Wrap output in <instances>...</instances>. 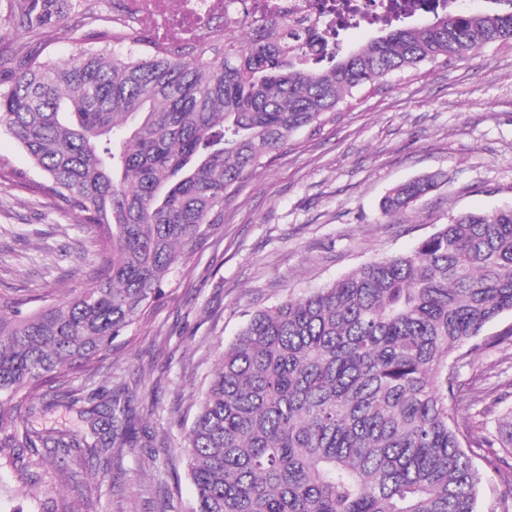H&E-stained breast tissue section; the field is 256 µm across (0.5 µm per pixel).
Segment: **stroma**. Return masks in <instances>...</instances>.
Masks as SVG:
<instances>
[{"mask_svg":"<svg viewBox=\"0 0 512 512\" xmlns=\"http://www.w3.org/2000/svg\"><path fill=\"white\" fill-rule=\"evenodd\" d=\"M0 158L24 173L0 178V312L60 301L90 287L79 218L33 196L43 181L0 131ZM436 173L438 187L393 217V187ZM512 206V51L485 49L448 67L361 91L336 123L297 133L224 203L217 239L189 258L108 358L71 388L84 406L130 389L139 433L111 462L89 450L59 460L44 448L0 459V512H188L195 490L179 453L217 364L249 314L325 287L380 257L408 253L466 211ZM489 394L512 386V347L461 371ZM159 466H152V459ZM477 512H512L484 460Z\"/></svg>","mask_w":512,"mask_h":512,"instance_id":"1","label":"stroma"}]
</instances>
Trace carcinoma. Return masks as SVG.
<instances>
[{
	"instance_id": "obj_1",
	"label": "carcinoma",
	"mask_w": 512,
	"mask_h": 512,
	"mask_svg": "<svg viewBox=\"0 0 512 512\" xmlns=\"http://www.w3.org/2000/svg\"><path fill=\"white\" fill-rule=\"evenodd\" d=\"M8 22L68 26L71 0H11ZM339 56L322 28L271 24L243 41L214 33L157 43L114 26L75 37L67 58L0 52V131L45 181L32 191L75 213L102 268L96 284L39 310L0 315V452L112 445L136 434L126 400L85 410L80 437L38 431L15 400L66 382L112 352L184 261L224 224L226 196L299 131L336 121L363 88L479 50H512V5L378 24ZM435 174L392 188L385 216L433 191ZM512 312V207L464 212L409 254L249 317L224 346L180 447L189 512H477L488 463L512 497V407L489 428L448 401L458 365L500 344L483 328ZM467 347L448 365L454 351Z\"/></svg>"
}]
</instances>
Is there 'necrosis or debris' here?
I'll list each match as a JSON object with an SVG mask.
<instances>
[{"label":"necrosis or debris","instance_id":"necrosis-or-debris-1","mask_svg":"<svg viewBox=\"0 0 512 512\" xmlns=\"http://www.w3.org/2000/svg\"><path fill=\"white\" fill-rule=\"evenodd\" d=\"M457 0H116L112 16L150 37L188 42L215 30L255 29L276 20L305 29L316 20L342 29L354 21L403 18L450 10Z\"/></svg>","mask_w":512,"mask_h":512}]
</instances>
